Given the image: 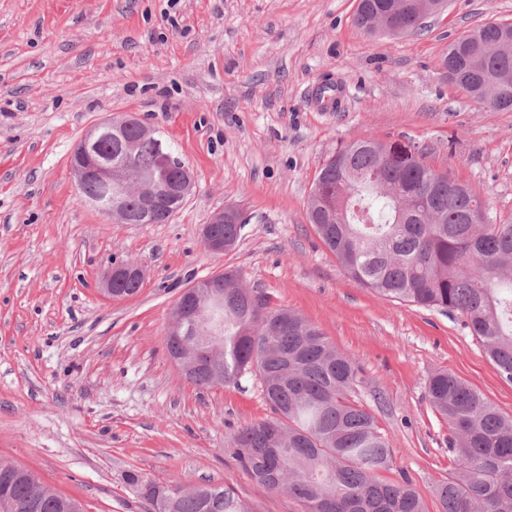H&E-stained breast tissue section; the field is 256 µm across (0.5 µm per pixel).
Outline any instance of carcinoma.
I'll use <instances>...</instances> for the list:
<instances>
[{
  "label": "carcinoma",
  "instance_id": "carcinoma-1",
  "mask_svg": "<svg viewBox=\"0 0 512 512\" xmlns=\"http://www.w3.org/2000/svg\"><path fill=\"white\" fill-rule=\"evenodd\" d=\"M359 0L353 25L368 33L376 5ZM467 49L448 45L442 60L461 71L459 88L491 111L496 90L512 96V47L501 24L473 31ZM134 131L114 130L103 156L121 154ZM354 141L326 161L308 206V219L345 273L375 294L459 315L496 371L512 383V216L470 224L482 204L467 187L446 178L430 197L420 190L433 171L424 152L392 162ZM234 271L224 272V300L210 302L214 319L197 336L215 352L213 363L190 380L209 389L259 377L272 415L233 436L234 457L259 487L284 490L303 512H428L407 481L379 479L393 458L386 434L357 400L363 379L354 361L329 344L298 314L252 304ZM434 412L448 424V453L458 471L437 489L442 512H512V419L476 389L447 371L428 380ZM284 441L275 445L269 429ZM154 512H248L222 485L186 489L158 485L130 473ZM0 512H84L82 504L43 487L31 470L0 461Z\"/></svg>",
  "mask_w": 512,
  "mask_h": 512
}]
</instances>
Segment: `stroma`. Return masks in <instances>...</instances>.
<instances>
[{"label":"stroma","instance_id":"obj_1","mask_svg":"<svg viewBox=\"0 0 512 512\" xmlns=\"http://www.w3.org/2000/svg\"><path fill=\"white\" fill-rule=\"evenodd\" d=\"M358 0H0V460L86 512H154L127 480L224 486L250 512H302L257 487L230 437L270 417L259 383L202 389L169 357L170 312L233 270L271 306L300 314L367 380L358 399L386 434L387 482L410 479L428 512L457 463L431 408L445 370L512 418V383L460 317L376 295L342 269L307 218L314 180L346 144L425 150L435 170L512 214V111L451 86L448 44L512 21V0H447L417 34H366ZM342 90L321 107L322 81ZM156 128L196 187L163 224H122L85 205L69 167L107 117ZM237 209L236 248L209 251L211 215ZM143 270L108 297L110 262Z\"/></svg>","mask_w":512,"mask_h":512}]
</instances>
